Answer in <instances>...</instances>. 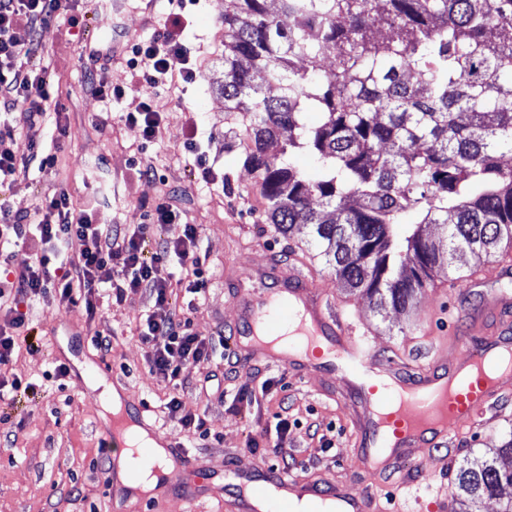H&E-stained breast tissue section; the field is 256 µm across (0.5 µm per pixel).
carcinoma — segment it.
I'll list each match as a JSON object with an SVG mask.
<instances>
[{
  "instance_id": "1",
  "label": "carcinoma",
  "mask_w": 512,
  "mask_h": 512,
  "mask_svg": "<svg viewBox=\"0 0 512 512\" xmlns=\"http://www.w3.org/2000/svg\"><path fill=\"white\" fill-rule=\"evenodd\" d=\"M219 91L224 111L251 114L244 165L267 223L305 225L341 286L378 311H409L460 254L512 246V0H224ZM301 151L317 178L295 165ZM424 224L443 226L446 248ZM506 486L498 458L462 466L452 502L512 512Z\"/></svg>"
}]
</instances>
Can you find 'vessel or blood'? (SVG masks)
<instances>
[{"label":"vessel or blood","mask_w":512,"mask_h":512,"mask_svg":"<svg viewBox=\"0 0 512 512\" xmlns=\"http://www.w3.org/2000/svg\"><path fill=\"white\" fill-rule=\"evenodd\" d=\"M239 319L232 346L255 358L287 360L295 374L316 369L344 380L361 407L356 412L355 446L367 470L378 476L398 474L402 488L416 484V476L398 471V463L414 449L445 446L448 439L481 422L498 399L512 391V294L486 299L473 319L466 367L456 373L443 353L426 365L408 370L398 359H384L372 350L367 333L345 310L335 308L321 292L314 273L294 268L276 271L250 268L238 280ZM294 325L301 345L295 351L277 352L272 343L285 325ZM103 438L112 448L113 501L134 496L135 490L120 465L125 430L105 429ZM168 452L175 464L164 487L182 493L188 512H198L200 495L211 479L189 461L177 443ZM229 512H251L265 503L268 490L279 497L277 512H292L297 496L318 503L336 497L351 500V512H390L375 495L329 477L295 479L271 468L240 471L234 463L224 467Z\"/></svg>","instance_id":"vessel-or-blood-1"}]
</instances>
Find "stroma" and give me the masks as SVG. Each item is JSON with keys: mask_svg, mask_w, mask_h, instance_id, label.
Masks as SVG:
<instances>
[{"mask_svg": "<svg viewBox=\"0 0 512 512\" xmlns=\"http://www.w3.org/2000/svg\"><path fill=\"white\" fill-rule=\"evenodd\" d=\"M168 12L166 0H153L149 7L143 0H124L118 8L112 0H76L72 14L60 15L42 29V54L27 68L46 74L54 101L36 135H16L13 150L27 156L35 139L56 162L45 171L21 173L0 191V199L13 211L31 214L45 196L64 189L77 207L93 210L97 223L138 224L160 198H173L186 221L201 229L197 252L208 284L204 304L190 318L198 335L212 339L213 357L179 388L150 374L149 349L139 338V328L151 301L142 291L103 304L90 321L80 308L50 299L37 303L31 311L32 345L21 348L14 365L15 373L36 389L0 401V512H185L184 501L169 492L152 501L132 497L113 503L112 473L102 450V431L112 416L91 387L100 378L121 399L143 407L158 428L159 443L181 445L199 467L215 475H222L229 458L245 471L277 467L275 451L282 448L295 461V475L332 474L366 491L395 495V481L377 485L353 452L355 407L342 381L315 370L297 376L283 364L233 351L229 339L238 315L235 273L271 261L309 260L329 299L368 327L379 353H399L408 364L423 365L433 342L445 340L448 363L456 366L466 358L462 341L479 310L477 299L457 290L456 284L496 261L463 256L452 267L436 268L433 279L445 282L447 291L425 288L407 313L376 311L367 296L342 290L335 275L314 258L306 230L289 238L266 224L267 202L243 164L240 140L224 142L225 131L241 132L250 123L245 112L229 118L218 91L224 78V0H188L175 25ZM162 30L195 49L201 71L195 81L176 77L154 91L162 122L147 139L123 119L144 91L140 69L130 64L131 47ZM93 53L107 60L104 77L123 86L124 97L108 102L94 93L85 67ZM104 113L111 116L105 127L98 123ZM191 137L206 152L217 183L202 179L186 147ZM146 167L155 170V179L142 176ZM425 317L430 333L417 335L415 327ZM100 333L112 339L105 356L96 347ZM61 364L68 372L59 377L55 368ZM246 386L260 392L258 403L238 399ZM172 394L185 411L204 414L208 436L166 420L164 403ZM283 417L289 426L280 433L276 426ZM510 438L512 398L464 430L449 461H442L440 451L417 449L405 464L420 476L413 496L433 499L437 485L451 487L463 463L494 458ZM328 439L333 442L329 448L324 445Z\"/></svg>", "mask_w": 512, "mask_h": 512, "instance_id": "obj_1", "label": "stroma"}]
</instances>
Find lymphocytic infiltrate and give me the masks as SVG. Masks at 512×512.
Returning a JSON list of instances; mask_svg holds the SVG:
<instances>
[{
  "label": "lymphocytic infiltrate",
  "mask_w": 512,
  "mask_h": 512,
  "mask_svg": "<svg viewBox=\"0 0 512 512\" xmlns=\"http://www.w3.org/2000/svg\"><path fill=\"white\" fill-rule=\"evenodd\" d=\"M69 9V0H0V111L11 113L8 122L0 123V189L20 171L54 164L53 155L40 148L24 158L11 148L16 132L33 129L50 107L46 80L18 68L17 60L38 56V30ZM21 26L30 33L28 42L14 37ZM131 52L147 84H159L176 73L186 80L197 75L190 49L170 33L133 44ZM147 219V224L131 228L96 223L63 189L46 196L31 215L12 211L0 201V257L31 241L39 244L32 262L19 272L0 269V369L10 365L20 339L30 334L28 309L34 300L49 296L66 305L80 303L91 318L100 296L119 302L139 290L148 293L152 302L141 331L142 342L151 347L149 373L184 380L192 369L209 361L211 339L194 332L185 309L173 303L171 291L170 269L176 266L186 292L197 301L205 295L197 257L201 230L195 224H182L179 209L170 202L157 204ZM151 223L180 227L158 242L152 254L146 236Z\"/></svg>",
  "instance_id": "lymphocytic-infiltrate-1"
}]
</instances>
